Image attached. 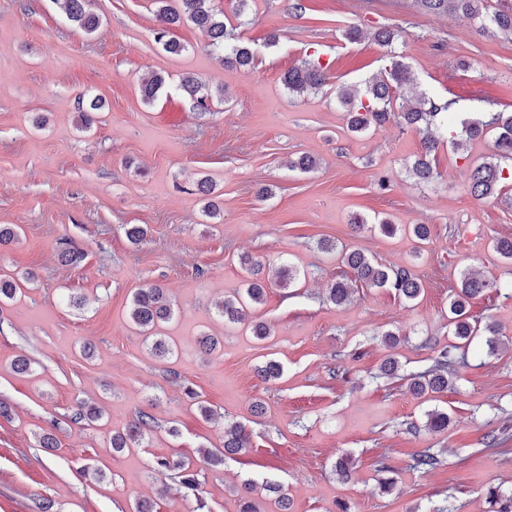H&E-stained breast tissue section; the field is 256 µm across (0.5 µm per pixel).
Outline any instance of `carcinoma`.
<instances>
[{"label":"carcinoma","mask_w":512,"mask_h":512,"mask_svg":"<svg viewBox=\"0 0 512 512\" xmlns=\"http://www.w3.org/2000/svg\"><path fill=\"white\" fill-rule=\"evenodd\" d=\"M67 19L78 27L91 33L98 25V17L88 13L84 0H57ZM427 10L444 14H461L476 20L488 32L512 39V7L490 12L485 0H419ZM159 4L157 18L163 28L157 32L156 39L163 49L173 55L183 51V46L168 37V26L183 21L192 23L206 41V47L219 55V60L226 66L250 67L254 64V52L236 35L235 28L224 22L225 13L217 9L214 0H155ZM329 74L321 65L307 60L294 66L284 74V84L288 92L303 95L312 90L326 86ZM412 78L410 67L391 54V61L384 72L372 76L362 84L347 85L339 89L340 103L344 106L347 129L353 134L364 133L373 126H381L391 118H396L403 125L413 128L422 135L423 151L412 165V175L423 183L429 184L439 173L432 164L431 153L439 144L440 129L448 125V114L458 109L461 97L455 95L447 100H438L424 93L411 91ZM166 80L155 74L144 81L141 86L143 100L151 103ZM182 90L196 98L197 105L207 107L209 96L198 95L199 84L196 79L186 77L181 83ZM104 101L92 97L88 101H78L79 128L88 130L93 121V114L102 110ZM460 133L450 141V148L468 159L467 144L480 137L494 136L493 153L480 163L465 165L467 187L477 198H494L512 203V166L505 162L512 160V113L504 111L486 112L482 115L473 112L471 116L460 121ZM21 237V227L13 224L0 225V250L17 242ZM320 249L336 254L342 264L350 270V275L335 282L329 289V300L342 304L350 300L352 293L359 287L385 288L395 296L413 301L419 297L422 285L411 269L393 264L378 262L369 258L362 250L339 247L336 243L323 239L319 241ZM246 273L243 288L224 297L218 313L224 321L242 324L250 329L259 340L269 336V329L263 322L249 320V311L262 304L266 293V284L260 274L263 264L250 257L240 261ZM492 284L469 271L462 273L448 305V327L456 340V349H466L480 336H491L487 340L489 351H495L496 341L493 337L500 335L491 323L480 326V322L467 314L472 300L483 295ZM129 318L132 326L151 341L152 353L166 359L175 355V348L169 337L158 332L160 324L173 319V304L166 297L164 290L157 285H145L136 290L131 299ZM465 361V356H452L450 351H442L433 364L424 371L409 376V389L417 395L426 393H443L454 384L455 365ZM152 415L140 411L130 424L125 434L112 436V450L120 453L126 448H143L145 433L153 428ZM249 436L241 425L233 423L224 428V448L213 452L208 448L199 449L196 456H182L176 460L166 456H156L152 462L153 473L160 476L177 478L180 487L196 491L200 486L199 475L206 468H213L224 462V456L236 455L249 448ZM442 463L439 455L427 448L413 459V469L426 473L436 469ZM254 485L244 482L237 489L240 500L239 512H264L252 493ZM488 502L497 507L495 512H512V491L505 492L499 486H490L486 493Z\"/></svg>","instance_id":"cac0c4a2"}]
</instances>
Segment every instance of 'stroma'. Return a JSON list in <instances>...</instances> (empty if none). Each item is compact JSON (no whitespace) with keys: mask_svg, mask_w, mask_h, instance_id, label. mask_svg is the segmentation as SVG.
Listing matches in <instances>:
<instances>
[{"mask_svg":"<svg viewBox=\"0 0 512 512\" xmlns=\"http://www.w3.org/2000/svg\"><path fill=\"white\" fill-rule=\"evenodd\" d=\"M251 0L240 33L255 54L253 68L223 65L189 23L170 27L184 45L168 54L155 40L154 0H88L101 19L95 33L70 24L53 0L27 7L0 0V225L24 235L0 252V274L30 271L15 300L0 305V512H131L150 501L154 512H192L203 497L213 512H239L235 486L250 479L281 485L292 512H489L486 490L512 489V265L491 248L512 238V207L470 194L464 162L448 147L435 154L438 178L416 181L410 168L420 135L391 121L353 135L336 101V87L365 79L386 63V46L371 41L381 27L403 31L393 50L409 63L418 90L437 98L461 95L462 109L512 110V40L455 14L420 9L416 0ZM315 53L330 72L327 86L301 96L282 78ZM156 72L166 86L144 103L140 83ZM192 75L204 91L223 93L210 110L179 87ZM99 95L104 109L90 132L76 128L79 97ZM177 106L172 125L160 114ZM45 116L47 127L32 121ZM308 154L314 171L290 169ZM216 184L221 215L204 216L197 179ZM386 188H378V178ZM271 198L260 199V187ZM366 218L363 229L351 219ZM401 227L388 237L376 222ZM147 235L131 244L125 227ZM426 224L428 242L405 232ZM361 248L373 259L411 268L423 292L404 302L378 288H361L336 305L324 290L346 268L322 252L320 238ZM84 254L61 262L62 239ZM270 268L289 263L306 277L292 288L269 286L254 320L270 328L256 339L224 324L214 304L241 285L243 255ZM476 268L492 283L469 313L504 336L496 351L470 347L467 367L447 392L419 396L408 374L424 370L453 344L448 300L461 272ZM166 288L178 303L164 331L175 356L156 358L129 322L130 298L142 285ZM85 306L69 305L68 297ZM399 336L396 347L384 332ZM223 337L216 352L200 350L202 333ZM94 353L85 356L83 347ZM24 355L35 374L14 372ZM398 374L385 377L386 359ZM279 361L283 374L266 381L257 368ZM103 410L87 425L71 424L77 403ZM204 401L216 418L201 416ZM447 412L446 430L426 426L431 410ZM157 428L146 448L113 452L110 438L137 412ZM235 422L250 448L205 471L197 494L165 488L152 478L153 455H192L224 444ZM58 439L39 448L42 432ZM496 432L498 447H486ZM442 464L421 473L412 458L424 449ZM355 459L348 482L334 464ZM394 480L379 489L378 460Z\"/></svg>","mask_w":512,"mask_h":512,"instance_id":"stroma-1","label":"stroma"}]
</instances>
